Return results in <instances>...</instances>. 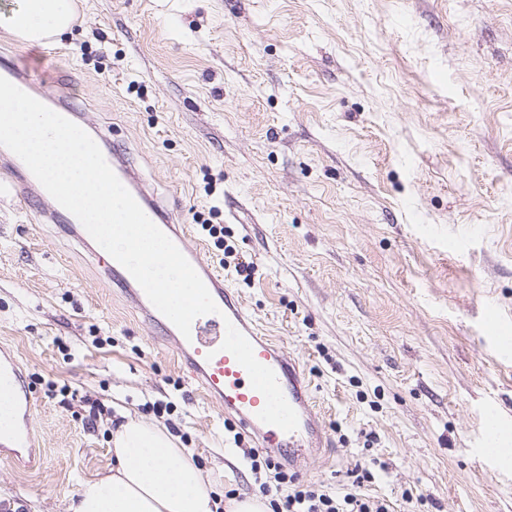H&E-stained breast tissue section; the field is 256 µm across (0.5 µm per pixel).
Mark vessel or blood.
Returning a JSON list of instances; mask_svg holds the SVG:
<instances>
[{
	"label": "vessel or blood",
	"mask_w": 512,
	"mask_h": 512,
	"mask_svg": "<svg viewBox=\"0 0 512 512\" xmlns=\"http://www.w3.org/2000/svg\"><path fill=\"white\" fill-rule=\"evenodd\" d=\"M0 69L4 70L7 80L15 86L32 97H39V90L29 81L22 65L10 60L1 64ZM103 155L145 214L176 244L195 268L219 311L195 319L191 334L186 337L150 303L131 274L112 257L100 260L104 274L123 289L149 321L161 325L166 340L171 343L191 378L212 402L221 406L225 418L236 421L259 447L279 456L292 467L299 466L306 456L321 452L328 445L329 434L299 361L290 355L284 345L260 333L255 319L245 311L233 289L225 285L223 275L202 259L198 245L190 240L185 230L175 226L169 210L157 203L140 185L132 166L120 151L107 148ZM23 167V161L18 158L0 164V169L10 172L13 179L20 183L19 195L24 202L42 204L43 215L52 222H59L63 217L62 206L50 198L41 184L27 178ZM229 323L249 340L258 362L275 372L286 400L298 414L297 430L285 432L258 419L257 414L265 404L263 395L252 388L247 371L234 356L221 348L225 326ZM0 400L17 403L20 412V418L12 429H0V447H27L31 443L29 420L32 396L29 390L21 386L17 363L12 357L0 359ZM507 423V417L492 410H484L482 414L475 455L488 469L498 467L500 429Z\"/></svg>",
	"instance_id": "1"
}]
</instances>
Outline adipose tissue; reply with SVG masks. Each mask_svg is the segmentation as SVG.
Returning <instances> with one entry per match:
<instances>
[{"mask_svg": "<svg viewBox=\"0 0 512 512\" xmlns=\"http://www.w3.org/2000/svg\"><path fill=\"white\" fill-rule=\"evenodd\" d=\"M8 28L27 44H42L71 30L74 0H19ZM117 465L83 482L66 512H217L201 470L165 428L124 414L112 434Z\"/></svg>", "mask_w": 512, "mask_h": 512, "instance_id": "obj_1", "label": "adipose tissue"}]
</instances>
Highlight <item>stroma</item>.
<instances>
[{
    "mask_svg": "<svg viewBox=\"0 0 512 512\" xmlns=\"http://www.w3.org/2000/svg\"><path fill=\"white\" fill-rule=\"evenodd\" d=\"M54 70L92 136L221 256L263 333L303 364L332 446L300 480L394 512H512V459L467 450L480 412L512 415V0H77ZM35 391L39 463L0 452V512H64L111 469L125 412L164 426L215 491L259 484L252 442L159 326L112 294L91 252L0 177V351ZM167 411L160 412L156 403Z\"/></svg>",
    "mask_w": 512,
    "mask_h": 512,
    "instance_id": "1",
    "label": "stroma"
}]
</instances>
